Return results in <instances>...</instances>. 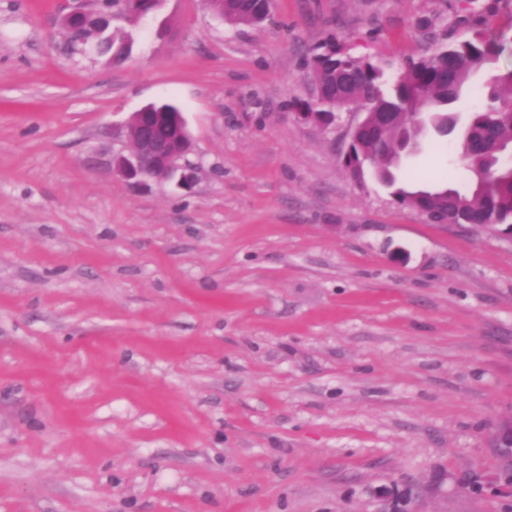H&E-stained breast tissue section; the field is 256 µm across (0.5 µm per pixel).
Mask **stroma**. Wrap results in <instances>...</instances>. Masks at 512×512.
<instances>
[{
	"label": "stroma",
	"instance_id": "obj_1",
	"mask_svg": "<svg viewBox=\"0 0 512 512\" xmlns=\"http://www.w3.org/2000/svg\"><path fill=\"white\" fill-rule=\"evenodd\" d=\"M67 9L0 0V512H512L457 485L512 414V238L353 179L359 114L295 107L324 41L395 77L426 21L512 39V0H166L119 67ZM159 101L191 189L113 171ZM404 170L470 183L450 137ZM204 2L214 15L232 24L256 26L269 19L270 6L266 0H220L214 6L222 16L211 7V0Z\"/></svg>",
	"mask_w": 512,
	"mask_h": 512
}]
</instances>
